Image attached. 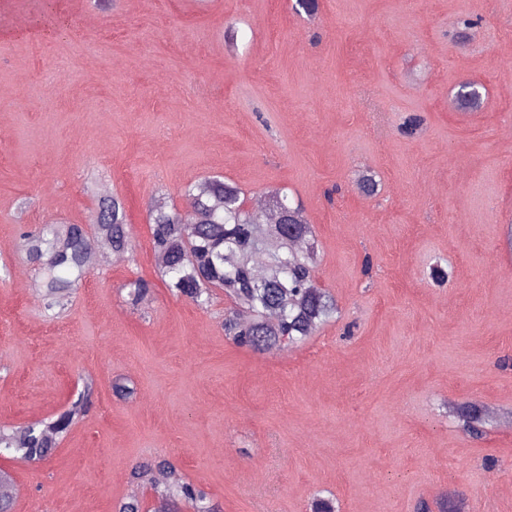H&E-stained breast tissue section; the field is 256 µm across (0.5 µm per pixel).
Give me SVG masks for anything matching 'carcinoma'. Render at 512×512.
Segmentation results:
<instances>
[{
    "mask_svg": "<svg viewBox=\"0 0 512 512\" xmlns=\"http://www.w3.org/2000/svg\"><path fill=\"white\" fill-rule=\"evenodd\" d=\"M480 84L459 85L456 101L465 107L480 103ZM193 199L184 214L165 201L151 206V242L162 258L158 275L171 295L201 308L210 305L213 287L249 309L252 319H224V335L238 345L256 351L276 344L298 343L313 335L336 312L330 291L313 286L317 244L301 206H292L280 189L269 191L268 210L249 209L241 189L219 176L205 178L187 188ZM104 248L128 249L127 214L116 195L98 201L90 229L83 224L48 223L22 233L27 259L39 270L38 288L45 310L67 304L92 258L86 249L88 231ZM264 249L266 275H256L252 259ZM151 282L130 284L129 301L136 306L152 292ZM91 385L55 417L23 426L0 427V454L5 452L25 463L49 458L71 428L90 407ZM155 468L165 472L166 483L153 487L165 500L167 512H178L175 500L197 505V512H219L202 506L205 493L186 481L182 472L162 459ZM11 475L0 470V512H12L14 498L8 492Z\"/></svg>",
    "mask_w": 512,
    "mask_h": 512,
    "instance_id": "1",
    "label": "carcinoma"
}]
</instances>
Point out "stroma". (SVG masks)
<instances>
[{"mask_svg":"<svg viewBox=\"0 0 512 512\" xmlns=\"http://www.w3.org/2000/svg\"><path fill=\"white\" fill-rule=\"evenodd\" d=\"M294 3L0 0V426L95 382L46 461L0 456L14 512L151 510L129 475L160 458L221 512H512V0ZM464 80L479 107H457ZM212 175L251 208L275 188L301 204L338 305L304 342L238 346L222 291L202 309L160 282L149 205L187 210ZM113 194L128 250L96 251L68 310L44 312L20 232L89 223Z\"/></svg>","mask_w":512,"mask_h":512,"instance_id":"1","label":"stroma"}]
</instances>
